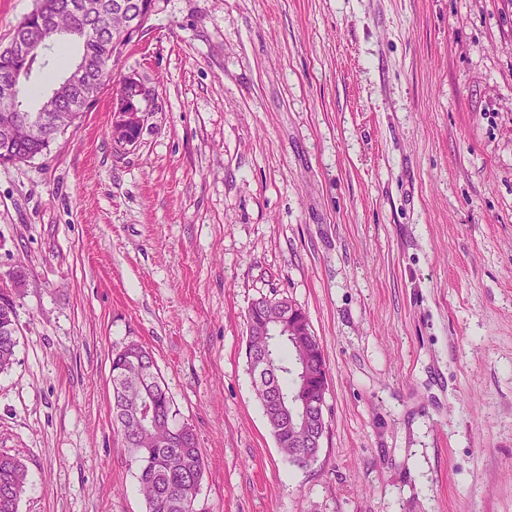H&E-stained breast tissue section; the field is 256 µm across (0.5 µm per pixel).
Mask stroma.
I'll return each instance as SVG.
<instances>
[{"mask_svg":"<svg viewBox=\"0 0 512 512\" xmlns=\"http://www.w3.org/2000/svg\"><path fill=\"white\" fill-rule=\"evenodd\" d=\"M115 71L155 102L135 150L107 86L0 165L19 512H145L110 411L132 341L206 457L196 512H512V0H158ZM262 296L329 369L306 468L247 366ZM52 142L53 141L37 144H13L10 149L11 155L9 159L2 160L0 155V164L5 165L6 163L14 164L28 162L29 160L34 159L36 156L48 152L51 145L53 144ZM257 398L279 448H295L291 447L290 444L288 445L290 440L295 438V434L288 429L289 423L286 415L280 410L275 396L266 393L260 394Z\"/></svg>","mask_w":512,"mask_h":512,"instance_id":"1","label":"stroma"}]
</instances>
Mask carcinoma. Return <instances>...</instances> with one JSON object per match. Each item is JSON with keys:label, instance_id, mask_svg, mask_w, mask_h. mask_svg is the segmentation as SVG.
<instances>
[{"label": "carcinoma", "instance_id": "cac0c4a2", "mask_svg": "<svg viewBox=\"0 0 512 512\" xmlns=\"http://www.w3.org/2000/svg\"><path fill=\"white\" fill-rule=\"evenodd\" d=\"M114 0H36L33 10L14 29L22 37H36L51 26H88L93 30L80 43V56L92 66V89H101V68L122 52L131 38H115L108 22ZM55 46L45 51V61L34 66L48 87L61 78L50 69ZM51 143L14 144L7 160L0 164L22 163L50 150ZM16 311L13 302L0 304V373L9 371L17 346ZM255 347L273 360L296 371L281 375V390L313 401L325 399L327 367L316 339L306 336H252ZM112 429L121 437L136 465V478L144 494L146 512H195L206 463L193 429L176 423V412L159 376L150 351L134 342L112 354ZM258 401L277 445L288 447L295 434L287 417L301 412L300 403L283 413L273 394H261ZM27 483V467L22 459L0 452V512H18Z\"/></svg>", "mask_w": 512, "mask_h": 512}]
</instances>
